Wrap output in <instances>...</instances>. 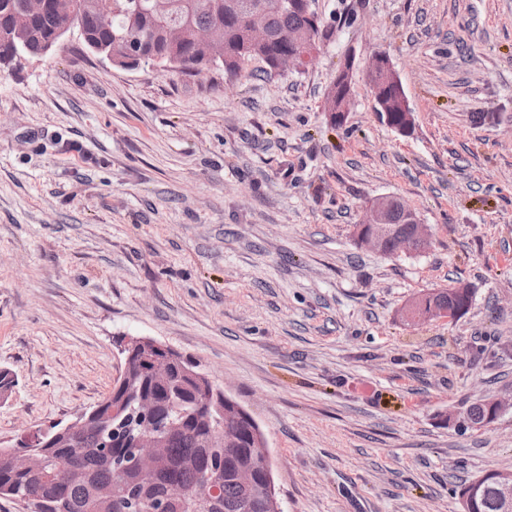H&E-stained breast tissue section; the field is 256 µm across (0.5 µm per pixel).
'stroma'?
<instances>
[{"mask_svg":"<svg viewBox=\"0 0 512 512\" xmlns=\"http://www.w3.org/2000/svg\"><path fill=\"white\" fill-rule=\"evenodd\" d=\"M313 7L336 32L302 72L123 69L76 36L0 70L1 444L96 405L146 336L255 419L284 512H461L459 485L512 470V408L456 421L512 390V0ZM380 53L411 133L376 112ZM385 194L430 225L422 253L356 244ZM456 281L466 315L403 319ZM380 74H383V76L379 77ZM368 76L375 88L376 99H378L380 90L382 89L384 83L397 86L400 85V80L393 70V67L382 54L376 55L372 62L369 64ZM384 86L387 85L385 84ZM349 94H350V86L348 84V81L346 80V74L341 73L338 76H336V79L334 80V82H333L332 86L330 87L328 94H327V108H326L327 110H326V112H328L329 110L331 111L330 112L331 115H329V117H330L331 122L334 123L335 125L342 123V122L336 121V112L337 111H342V112L346 111L345 106L336 107V104L341 105V102L349 104V102L347 103V100H346V98ZM350 96H351V94H350ZM329 106H331V107H329ZM334 111H336V112H334ZM490 399L491 398L480 400V402L471 405L466 412L467 418L470 422L466 416L464 417V420L471 423L472 426L479 428L492 423V421H490ZM491 401L492 410L495 412V415L499 417L506 409L504 402L500 398H492Z\"/></svg>","mask_w":512,"mask_h":512,"instance_id":"1","label":"stroma"}]
</instances>
